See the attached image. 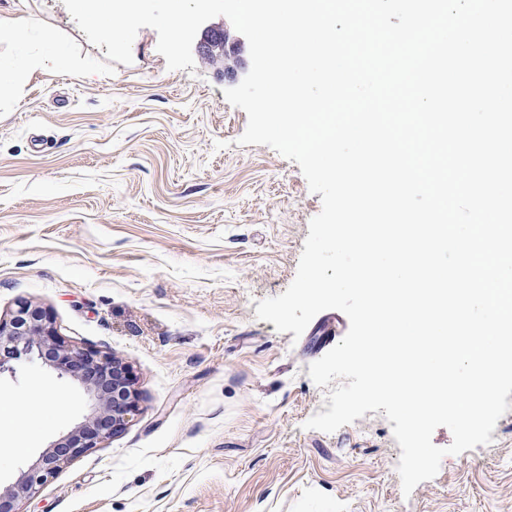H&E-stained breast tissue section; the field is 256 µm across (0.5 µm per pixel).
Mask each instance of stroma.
<instances>
[{
	"label": "stroma",
	"mask_w": 512,
	"mask_h": 512,
	"mask_svg": "<svg viewBox=\"0 0 512 512\" xmlns=\"http://www.w3.org/2000/svg\"><path fill=\"white\" fill-rule=\"evenodd\" d=\"M0 67L51 52L62 66L0 87V316L29 300L59 334L129 363L140 411L24 500L23 512H512L511 409L494 447L443 458L403 495L384 411L332 433L309 377L327 345L256 317L295 278L321 208L300 166L239 145L248 117L221 66L168 70L141 28L133 61L107 59L63 0H35ZM0 395H51L23 451L0 454V486L83 421L90 402L57 372L15 360Z\"/></svg>",
	"instance_id": "obj_1"
}]
</instances>
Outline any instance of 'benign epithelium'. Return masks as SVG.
<instances>
[{
  "label": "benign epithelium",
  "instance_id": "benign-epithelium-1",
  "mask_svg": "<svg viewBox=\"0 0 512 512\" xmlns=\"http://www.w3.org/2000/svg\"><path fill=\"white\" fill-rule=\"evenodd\" d=\"M199 52L213 51L231 60L221 31L207 28ZM25 357L78 382L92 401V411L67 435L51 444L6 487H0V512H21L20 502L35 495L48 477L92 448L123 433L139 412L136 377L129 364L98 349L76 347L60 336L52 314L21 301L9 317L0 318V372Z\"/></svg>",
  "mask_w": 512,
  "mask_h": 512
}]
</instances>
